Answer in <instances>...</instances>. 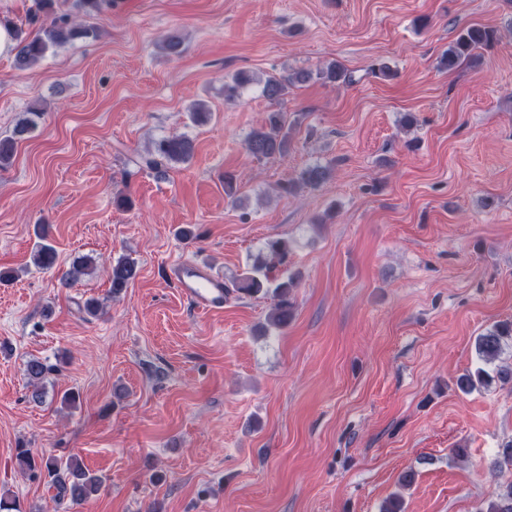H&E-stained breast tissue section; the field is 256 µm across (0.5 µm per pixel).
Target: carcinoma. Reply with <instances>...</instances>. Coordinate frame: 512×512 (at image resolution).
I'll use <instances>...</instances> for the list:
<instances>
[{"instance_id": "obj_1", "label": "carcinoma", "mask_w": 512, "mask_h": 512, "mask_svg": "<svg viewBox=\"0 0 512 512\" xmlns=\"http://www.w3.org/2000/svg\"><path fill=\"white\" fill-rule=\"evenodd\" d=\"M57 0H38L37 9L48 17L39 29L32 35L24 29L15 28L17 39L16 64L25 69L41 60L47 53L67 43L79 39H92L97 31L92 26H83L72 21L68 14H58ZM497 41V32L493 28L482 25H471L463 29L456 39L448 45L439 60L440 65L453 70L463 63L472 60L474 51L488 48ZM163 50L172 57H178L183 52V37L172 29L162 40ZM336 83L348 81L345 70L336 63L311 70H299L285 75H270L263 82V96L273 102L283 99L288 94V87L294 84L306 83L312 79ZM250 78L237 73L224 84V94L234 97ZM37 112L20 120L12 135L0 138V167L9 165L14 157L19 141L33 133L37 127L35 117ZM290 123L288 113L271 112L265 124L252 130L246 137L245 148L257 159L281 156L288 152ZM195 150L194 141L185 134L170 135L155 140L147 154L141 157V165L151 170H161L190 160ZM329 175V167L321 163H312L303 168L295 178L280 185L283 195L295 194L303 188L320 186ZM294 241L279 237L265 243L264 259L248 267L240 276L234 278L228 293H243L247 295H269L273 305L267 318L268 326L282 329L288 326L295 311L294 289L298 279L294 274L276 275L278 268L286 263L288 255L294 250ZM57 260L56 250L50 244H39L33 254V261L41 268L52 267ZM95 269L94 261L88 256H78L73 259L69 271L65 274L64 283H71L84 275L91 274ZM137 268L134 262L120 259L112 265L110 282L112 294H120L136 277ZM512 340V322H499L486 329L476 338L475 350L478 360L483 366L468 372L457 379V388L468 393L479 386H487L497 380L503 384L512 383V365H499L494 373H489L485 366L499 360L503 353L506 340ZM51 368L38 358H31L25 365V376L33 387L31 398L42 402L44 392L41 383ZM19 463L28 470L39 469L49 478V485L56 491L59 499L67 498L74 504H82L99 493L102 479L80 464L76 457L63 459L54 455L34 457L30 450L21 448L18 451ZM480 512H512V482L501 488L495 496L486 501Z\"/></svg>"}]
</instances>
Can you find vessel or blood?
Segmentation results:
<instances>
[{
  "mask_svg": "<svg viewBox=\"0 0 512 512\" xmlns=\"http://www.w3.org/2000/svg\"><path fill=\"white\" fill-rule=\"evenodd\" d=\"M170 277L180 293L202 311L223 310L227 298L224 279L203 263L189 260L174 262Z\"/></svg>",
  "mask_w": 512,
  "mask_h": 512,
  "instance_id": "1",
  "label": "vessel or blood"
}]
</instances>
